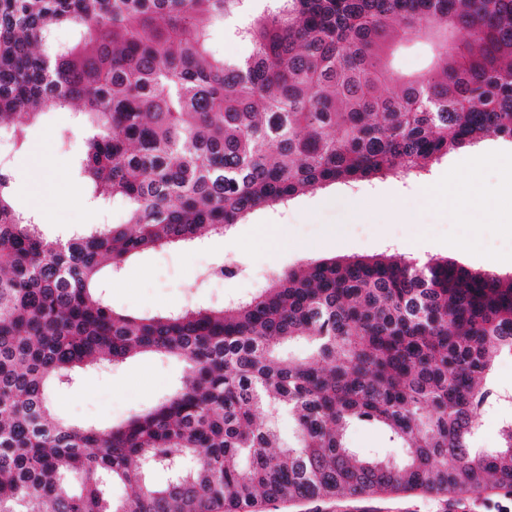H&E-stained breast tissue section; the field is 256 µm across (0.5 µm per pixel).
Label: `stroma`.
<instances>
[{
  "mask_svg": "<svg viewBox=\"0 0 512 512\" xmlns=\"http://www.w3.org/2000/svg\"><path fill=\"white\" fill-rule=\"evenodd\" d=\"M270 0H231L223 28L211 44L228 59L250 54V42L233 36L243 19L266 14ZM26 129L23 144L0 133V162L11 177L14 207L41 220L42 232L68 237L91 224H122L129 204L121 197L82 208L68 194L78 182L77 160L86 138L75 112L53 103ZM512 164V139L491 136L448 154L426 177L379 176L348 185L330 184L288 202L255 209L223 234L147 251L110 277L106 297L115 311L160 316L187 305L223 307L266 288L273 273L329 258L400 253L426 261L445 258L468 270L512 276V190L504 172ZM456 184L464 208L447 197H431L434 186ZM284 224L288 236L275 250L259 242L262 227ZM236 262L237 275L203 286L199 270L210 263ZM185 371L182 360L140 355L111 369L80 373L70 385L51 384V403L63 419L106 429L172 393ZM349 447L361 454L399 458L386 432L355 425ZM256 512H512V495L487 487L478 493L420 491L378 496L266 501Z\"/></svg>",
  "mask_w": 512,
  "mask_h": 512,
  "instance_id": "35a3bbf8",
  "label": "stroma"
}]
</instances>
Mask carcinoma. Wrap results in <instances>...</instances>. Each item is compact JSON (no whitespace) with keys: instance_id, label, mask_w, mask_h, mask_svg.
I'll use <instances>...</instances> for the list:
<instances>
[{"instance_id":"cac0c4a2","label":"carcinoma","mask_w":512,"mask_h":512,"mask_svg":"<svg viewBox=\"0 0 512 512\" xmlns=\"http://www.w3.org/2000/svg\"><path fill=\"white\" fill-rule=\"evenodd\" d=\"M228 2L0 0V131L23 140V118L48 100L78 108L91 200L132 205L126 225L50 239L13 210L0 166V512H249L511 488L512 422L498 448L472 440L478 411L504 395L492 367L512 351V277L375 255L275 273L221 309L136 317L97 297L102 270L135 254L512 138V0H276L235 29L253 50L232 61L210 46ZM59 25L92 49L52 45ZM415 38L434 62L403 73L394 48ZM301 340L307 357L281 353ZM141 352L187 363L153 408L109 430L54 414L50 382ZM355 423L386 430L402 456L355 454ZM103 476L131 495L105 498Z\"/></svg>"}]
</instances>
